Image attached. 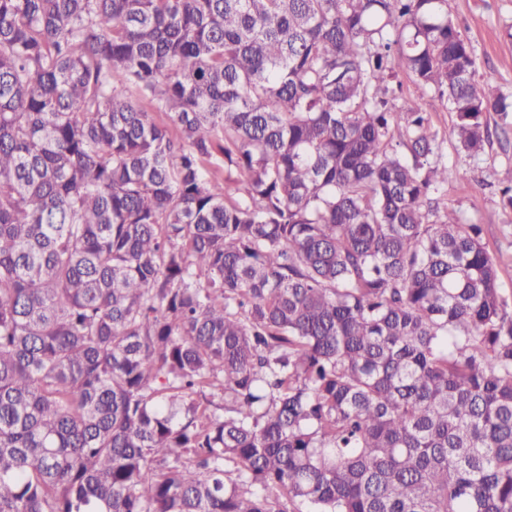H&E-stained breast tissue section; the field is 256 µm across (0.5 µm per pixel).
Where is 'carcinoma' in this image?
I'll return each mask as SVG.
<instances>
[{
  "label": "carcinoma",
  "instance_id": "carcinoma-1",
  "mask_svg": "<svg viewBox=\"0 0 512 512\" xmlns=\"http://www.w3.org/2000/svg\"><path fill=\"white\" fill-rule=\"evenodd\" d=\"M400 73L512 126L448 0H0V512H512V299Z\"/></svg>",
  "mask_w": 512,
  "mask_h": 512
}]
</instances>
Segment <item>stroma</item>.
I'll return each instance as SVG.
<instances>
[{
	"instance_id": "stroma-1",
	"label": "stroma",
	"mask_w": 512,
	"mask_h": 512,
	"mask_svg": "<svg viewBox=\"0 0 512 512\" xmlns=\"http://www.w3.org/2000/svg\"><path fill=\"white\" fill-rule=\"evenodd\" d=\"M448 11L473 48L479 76L512 92V38L506 34L512 26V0H448ZM404 90L407 102L420 104L428 112L431 128L442 143L444 161L472 172L470 179L449 183L440 198L441 206L481 226L482 242L498 261L500 285L512 292V210L501 207L497 180L501 166L512 158V144L504 146L494 139L480 157H470L457 148L451 134L453 116L438 97L416 98L409 81Z\"/></svg>"
}]
</instances>
